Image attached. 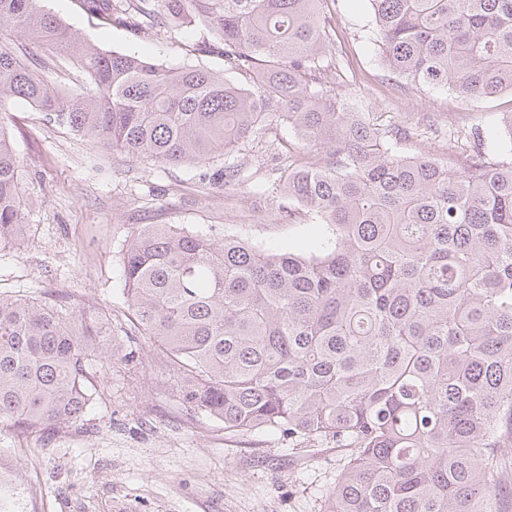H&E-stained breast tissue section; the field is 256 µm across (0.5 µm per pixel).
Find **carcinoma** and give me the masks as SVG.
<instances>
[{
  "instance_id": "1",
  "label": "carcinoma",
  "mask_w": 512,
  "mask_h": 512,
  "mask_svg": "<svg viewBox=\"0 0 512 512\" xmlns=\"http://www.w3.org/2000/svg\"><path fill=\"white\" fill-rule=\"evenodd\" d=\"M325 0H78L145 36L202 25L234 82L82 42L40 0H0V31L59 53L78 92L0 48V111L21 99L94 147L206 166L286 123L334 158L284 181L288 211L332 226L316 253L264 252L176 224H142L123 255L128 306L179 398L224 429L345 449L321 512H509L512 159L404 157L328 89L339 49ZM385 67L427 88L512 93V0H369ZM26 164L0 125V251L18 244ZM100 320L0 292V418L25 429L83 417ZM0 467V512H18Z\"/></svg>"
}]
</instances>
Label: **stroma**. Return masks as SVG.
Returning a JSON list of instances; mask_svg holds the SVG:
<instances>
[{
    "label": "stroma",
    "mask_w": 512,
    "mask_h": 512,
    "mask_svg": "<svg viewBox=\"0 0 512 512\" xmlns=\"http://www.w3.org/2000/svg\"><path fill=\"white\" fill-rule=\"evenodd\" d=\"M41 5L101 49L167 67L224 68L219 52L197 50L212 39L204 27L143 36L102 25L75 0ZM325 10L342 49L335 92L379 128L405 130L398 154L455 163L469 147L449 141V131L474 127L488 158L512 150L501 124L511 94L465 99L421 89L383 67L368 0H327ZM6 128L28 167L30 227L0 252V292L106 316L121 354L87 366L95 390L81 420L33 432L0 421V462L30 488L31 512H320L341 449L294 450L272 432H230L182 403L176 376L131 322L122 257L140 224H177L215 241L234 236L262 251L315 250L330 227L301 211L287 216L281 172L257 147L207 167H163L91 147L22 100L9 103ZM228 168L235 180L220 178Z\"/></svg>",
    "instance_id": "stroma-1"
}]
</instances>
